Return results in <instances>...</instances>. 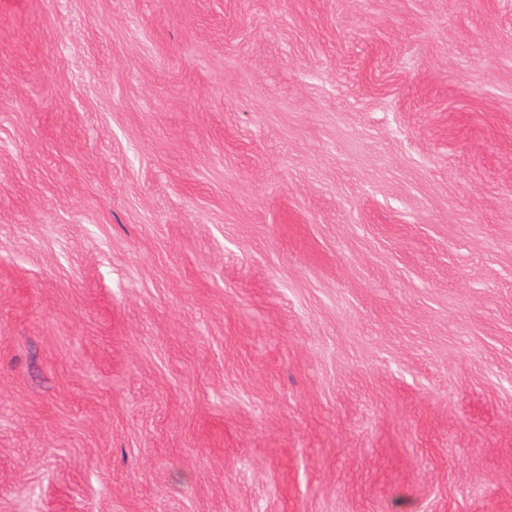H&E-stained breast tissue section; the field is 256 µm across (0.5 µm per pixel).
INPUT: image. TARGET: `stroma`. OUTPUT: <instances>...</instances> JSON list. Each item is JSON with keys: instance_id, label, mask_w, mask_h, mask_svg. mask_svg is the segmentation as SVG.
I'll return each mask as SVG.
<instances>
[{"instance_id": "obj_1", "label": "stroma", "mask_w": 512, "mask_h": 512, "mask_svg": "<svg viewBox=\"0 0 512 512\" xmlns=\"http://www.w3.org/2000/svg\"><path fill=\"white\" fill-rule=\"evenodd\" d=\"M0 512H512V0H0Z\"/></svg>"}]
</instances>
